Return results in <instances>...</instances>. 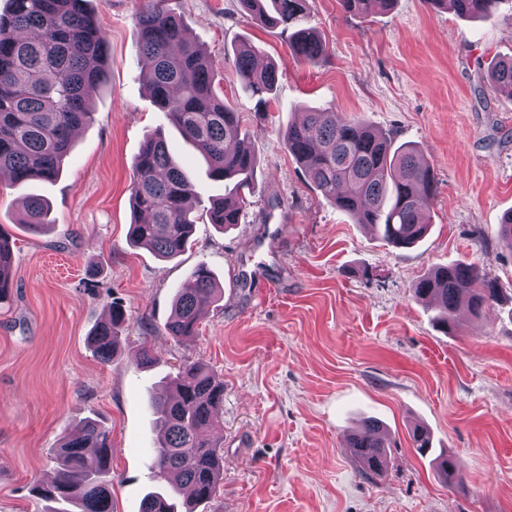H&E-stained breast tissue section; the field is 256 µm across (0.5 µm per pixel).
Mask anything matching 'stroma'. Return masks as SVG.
I'll use <instances>...</instances> for the list:
<instances>
[{"label":"stroma","mask_w":512,"mask_h":512,"mask_svg":"<svg viewBox=\"0 0 512 512\" xmlns=\"http://www.w3.org/2000/svg\"><path fill=\"white\" fill-rule=\"evenodd\" d=\"M201 46L215 88L238 112L257 164L240 224H195L181 255L133 246V162L145 138L165 136L195 185L196 211L223 197L203 158L150 97L132 15L134 0H89L104 31L108 71L91 118L74 135L59 178L0 185V226L13 241V290L0 305V512H54L33 488L48 483L60 438L85 418L112 429L113 512H140L157 482L149 450L152 398L183 363L224 382L218 441L224 472L196 512H512V313L457 315L436 327L414 295L431 269L476 265L512 296V96L489 68L512 58V0L493 20L395 0L346 15L338 0H309L306 26L327 45L317 65L296 62L288 33L262 25L240 0H166ZM250 43L259 64L285 70L266 112L242 90L233 60ZM417 147L438 181L431 229L409 249L341 214L305 179L284 132L308 108ZM50 205L41 234L19 221L30 194ZM206 264L224 289L197 336L175 341V291ZM119 302V350L103 363L89 343ZM153 357L144 365L140 346ZM377 419L393 441L388 469L362 471L345 437ZM421 423L436 453L458 459L448 488L409 433Z\"/></svg>","instance_id":"obj_1"}]
</instances>
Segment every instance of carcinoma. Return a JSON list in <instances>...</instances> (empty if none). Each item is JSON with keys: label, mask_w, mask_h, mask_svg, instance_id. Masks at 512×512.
I'll use <instances>...</instances> for the list:
<instances>
[{"label": "carcinoma", "mask_w": 512, "mask_h": 512, "mask_svg": "<svg viewBox=\"0 0 512 512\" xmlns=\"http://www.w3.org/2000/svg\"><path fill=\"white\" fill-rule=\"evenodd\" d=\"M260 21L290 31L298 62L319 63L326 54L320 36L303 26L308 0H242ZM344 13L366 15L388 9L393 0H339ZM429 9L450 3L465 17L491 20L501 0H422ZM87 0H10L0 14V184L53 181L71 147L73 131L90 117L89 102L105 78L106 40L86 8ZM144 78L158 108L170 116L181 137L207 161L212 179L233 183L224 198L206 210L208 223L224 229L239 223L256 157L240 138V119L214 91L204 50L189 41L181 21L165 8V0H137L133 15ZM234 69L243 90L264 108L274 99L282 68L258 66L255 49L242 45ZM489 81L512 90V61L501 60ZM285 147L301 165L307 181L337 210L375 230L395 248H410L428 233L427 213L436 195V175L415 149L393 148L389 135L361 122L346 120L331 108H314L288 127ZM134 211L145 216L130 225V240L161 258L183 253L193 225L196 190L174 160L165 138H146L136 156L131 187ZM48 206L33 196L21 223L41 233L50 227ZM11 234L0 227V303L12 295ZM218 288L210 269L197 266L185 288L177 291L166 332L176 341L197 335L216 302ZM415 296L437 307L434 322L449 331L461 304L472 316L499 299L498 285L472 264L439 266L419 279ZM125 310L112 302L109 320L90 335L104 362L112 361L115 329ZM224 406V383L204 365L182 367L151 404L162 430L151 451L154 477L167 482L147 494L141 512H193L215 494L224 454L213 437ZM367 432L356 444L372 448L355 454L362 470L380 474L389 464L390 442L381 422H365ZM413 445L424 455L431 434L412 431ZM112 459V429L88 419L77 434L63 437L57 448V471L47 500L65 502L76 512H112L107 476ZM444 483H462L461 472L445 457L438 463Z\"/></svg>", "instance_id": "1"}]
</instances>
